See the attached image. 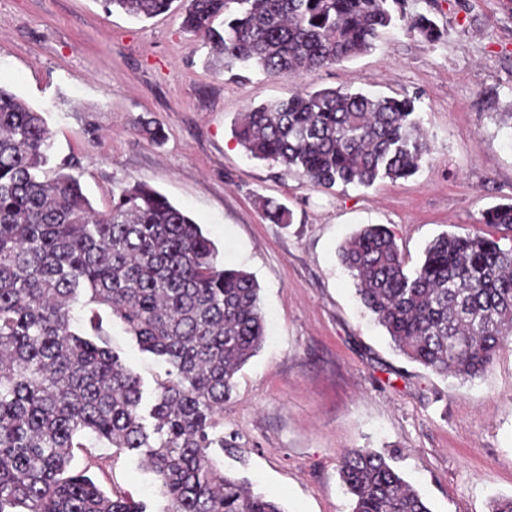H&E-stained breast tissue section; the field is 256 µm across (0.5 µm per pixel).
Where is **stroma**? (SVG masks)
<instances>
[{"label":"stroma","instance_id":"35a3bbf8","mask_svg":"<svg viewBox=\"0 0 512 512\" xmlns=\"http://www.w3.org/2000/svg\"><path fill=\"white\" fill-rule=\"evenodd\" d=\"M406 8L437 24V42L400 22L367 52L270 80L224 70L202 37L183 32L176 8L137 20L104 0H0V86L41 111L53 164L72 163L93 208L147 184L192 215L219 260L257 280L266 340L224 405L237 445L211 454L284 512H350L338 469L353 448L394 454L431 512H490L512 496V347L472 379L423 369L394 349L338 258L368 225L390 230L411 268L442 233L512 245L511 230L482 221L512 202V0ZM324 88L416 98L426 143L418 172L323 189L250 158L235 140L241 113ZM147 122L161 127V142L142 133ZM265 199L288 208L291 222L268 219ZM104 328L152 393L166 364L120 321ZM73 464L158 512L138 456L92 448Z\"/></svg>","mask_w":512,"mask_h":512}]
</instances>
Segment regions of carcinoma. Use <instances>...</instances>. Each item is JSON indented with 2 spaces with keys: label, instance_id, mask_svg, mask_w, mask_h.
Segmentation results:
<instances>
[{
  "label": "carcinoma",
  "instance_id": "cac0c4a2",
  "mask_svg": "<svg viewBox=\"0 0 512 512\" xmlns=\"http://www.w3.org/2000/svg\"><path fill=\"white\" fill-rule=\"evenodd\" d=\"M182 27L223 55L224 68L270 79L371 49L406 18V0H185ZM173 0H106L136 19ZM411 25L439 37L425 15ZM416 98L349 89L297 90L235 124L247 153L312 183L369 187L420 168ZM41 113L0 87V512H146L73 465L74 451L111 446L154 474L161 512H285L221 471L208 449L234 379L262 347L259 285L221 263L199 224L146 184L122 188L104 212L50 163ZM277 224L288 209L263 201ZM482 223L512 229V203ZM340 258L396 350L425 370L475 378L512 344V248L444 233L408 269L393 234L368 225ZM139 349L169 366L150 402L112 348L101 308ZM340 478L352 512H431L385 455L350 449Z\"/></svg>",
  "mask_w": 512,
  "mask_h": 512
}]
</instances>
